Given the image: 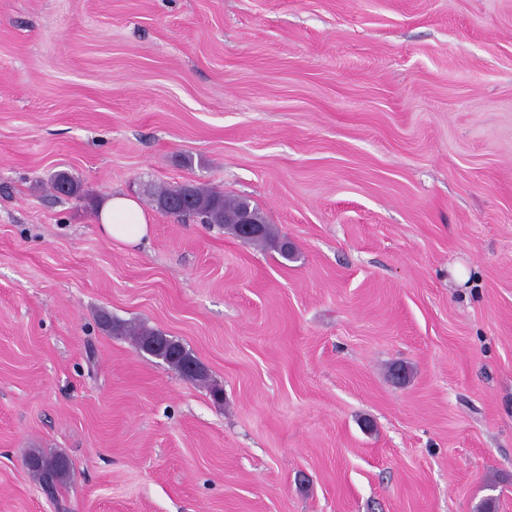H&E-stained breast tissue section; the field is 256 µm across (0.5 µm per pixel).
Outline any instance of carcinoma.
<instances>
[{
  "label": "carcinoma",
  "mask_w": 512,
  "mask_h": 512,
  "mask_svg": "<svg viewBox=\"0 0 512 512\" xmlns=\"http://www.w3.org/2000/svg\"><path fill=\"white\" fill-rule=\"evenodd\" d=\"M53 189L68 195H76L79 185L66 173L60 172L51 180ZM152 201L162 211L177 216H198L205 224L222 226L237 237H242V225L236 223L238 214L245 208L251 209L259 222L261 234L249 239L260 247L272 245L282 258L288 260L294 252L286 249L284 240L278 235L274 225L268 223L259 209L246 197L229 196L214 189L195 184H183L174 188L160 187L152 195ZM166 364L189 376L188 365L193 359L191 353L180 343L174 349L164 348ZM58 456H48L39 450L32 451L27 459V466L43 491L50 497L55 496L57 488L67 479L70 466H57Z\"/></svg>",
  "instance_id": "obj_1"
}]
</instances>
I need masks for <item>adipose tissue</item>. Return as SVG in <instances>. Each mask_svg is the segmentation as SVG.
I'll return each mask as SVG.
<instances>
[{
    "mask_svg": "<svg viewBox=\"0 0 512 512\" xmlns=\"http://www.w3.org/2000/svg\"><path fill=\"white\" fill-rule=\"evenodd\" d=\"M99 227L111 240L127 245L139 244L150 232L149 220L136 200L115 192L98 206Z\"/></svg>",
    "mask_w": 512,
    "mask_h": 512,
    "instance_id": "ef3b65f1",
    "label": "adipose tissue"
}]
</instances>
